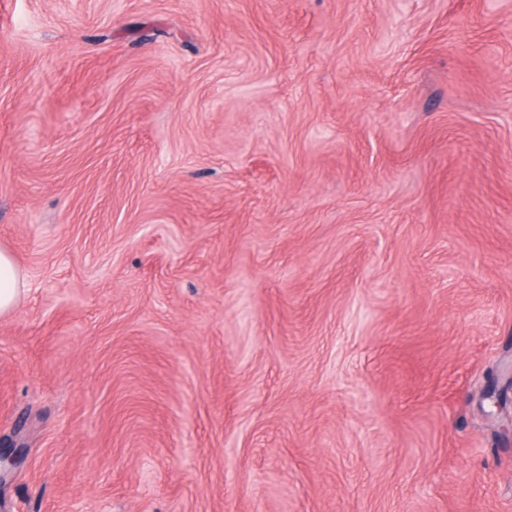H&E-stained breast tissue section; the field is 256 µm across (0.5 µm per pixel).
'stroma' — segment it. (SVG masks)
<instances>
[{"mask_svg": "<svg viewBox=\"0 0 512 512\" xmlns=\"http://www.w3.org/2000/svg\"><path fill=\"white\" fill-rule=\"evenodd\" d=\"M0 512H512V0H0ZM26 289V279L14 258L0 251V315L17 305Z\"/></svg>", "mask_w": 512, "mask_h": 512, "instance_id": "35a3bbf8", "label": "stroma"}]
</instances>
